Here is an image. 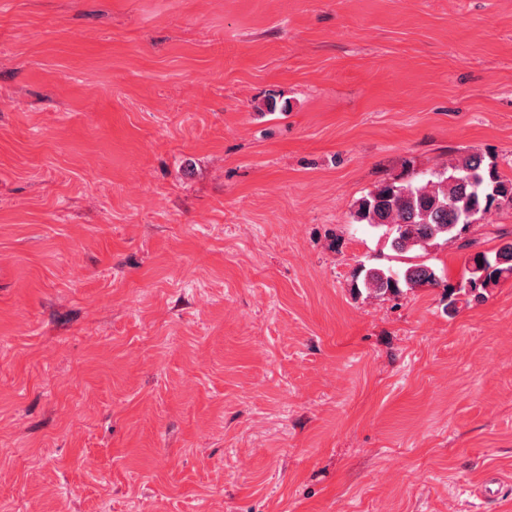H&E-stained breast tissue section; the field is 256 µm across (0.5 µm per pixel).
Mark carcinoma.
Wrapping results in <instances>:
<instances>
[{
  "label": "carcinoma",
  "instance_id": "cac0c4a2",
  "mask_svg": "<svg viewBox=\"0 0 512 512\" xmlns=\"http://www.w3.org/2000/svg\"><path fill=\"white\" fill-rule=\"evenodd\" d=\"M502 202L512 204V180L485 168L479 154H470L451 166V172L430 175L422 183H387L359 201L357 221L372 228L387 227L391 246L399 254L432 246L439 239L457 237L458 226L486 213ZM465 285L473 300L502 280L512 278V242L493 255L477 253L469 258ZM437 282L435 270L423 263H409L398 270H364L362 286L376 297L398 295Z\"/></svg>",
  "mask_w": 512,
  "mask_h": 512
}]
</instances>
